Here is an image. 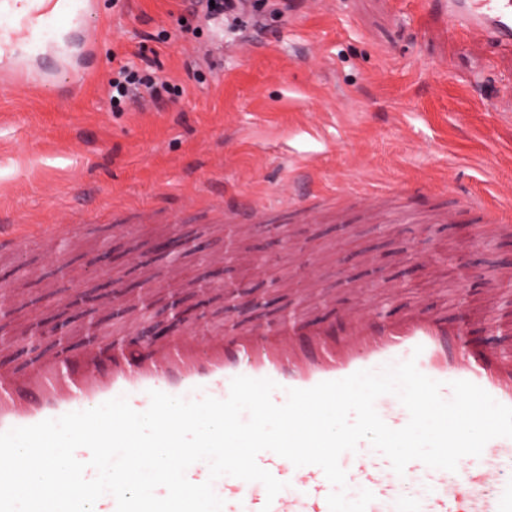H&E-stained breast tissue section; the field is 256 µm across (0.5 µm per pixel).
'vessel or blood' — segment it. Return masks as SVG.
Here are the masks:
<instances>
[{
	"mask_svg": "<svg viewBox=\"0 0 512 512\" xmlns=\"http://www.w3.org/2000/svg\"><path fill=\"white\" fill-rule=\"evenodd\" d=\"M450 23L473 41L486 43L497 54H512V0H432ZM94 11L93 0H0V62L8 71L0 81L9 87H39L23 66L26 57L60 49L72 33L85 31ZM481 211L478 239L511 236L512 225ZM268 208L252 203L244 209L216 207L209 212V227L220 234L231 230L247 241L254 229L268 223ZM73 224L49 226L0 225V257H19L29 244L56 258L59 235L74 234ZM305 305L283 326L241 323L231 330L200 328L185 322L174 336L143 343L141 319L129 316L116 327L115 337H102L94 346H79L39 356L23 371L0 367V432L56 419L119 397H126L139 412L150 405L156 390L197 400L226 399L233 378H267L277 385L276 404L287 399L290 388L308 389L320 382L339 380L360 370L379 371L407 360L418 370L442 382L441 395L451 399L450 382H472L501 404L512 406V353L491 341L463 340L462 331L447 311L413 307L379 317L357 303L319 313L327 297L308 286ZM382 420L399 429L409 413L391 394L375 403ZM512 449V438L489 441L481 457L462 458L456 471L431 469L410 462L396 474L389 460L368 442L343 453L339 463L347 474V492L373 493L367 512H512V479L488 468L486 458ZM258 464L286 487L268 498L261 483L235 477L213 481L223 499V512H329L326 501L333 487L314 465L294 467L264 451Z\"/></svg>",
	"mask_w": 512,
	"mask_h": 512,
	"instance_id": "obj_1",
	"label": "vessel or blood"
}]
</instances>
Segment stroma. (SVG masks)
<instances>
[{
	"label": "stroma",
	"instance_id": "obj_1",
	"mask_svg": "<svg viewBox=\"0 0 512 512\" xmlns=\"http://www.w3.org/2000/svg\"><path fill=\"white\" fill-rule=\"evenodd\" d=\"M265 0L267 30L251 15L193 16L186 0H99L94 75L72 97L14 90L0 103V221L53 224L66 218L80 237L57 242L62 263L36 246L24 259L38 274L18 277L17 300L6 303L15 334L0 340V363L23 366L21 332L37 319H70V339H83L62 276L97 287L94 259L108 244L113 276L139 281L128 259L129 238L113 225L133 223L147 204L180 206V229L200 234L202 254H184V276L212 269L224 240L208 234L206 202L275 208L285 196L303 204L313 189L342 193V220L291 223L301 262L282 257L278 284L255 275L264 230L237 257L238 299L250 303L268 289L273 306L294 311L310 264L322 265L325 292L354 301L351 283L372 266L397 278L398 297L369 289L379 311L424 303L480 317L495 309L512 320V291L496 301L483 276L512 264V237L474 245L477 211L465 202L512 200V56L491 55L429 8L426 0H302L294 12ZM157 60L158 75L179 95L134 112L113 111L108 81L120 66ZM193 63L200 80L187 77ZM398 190L384 220L369 217V193ZM425 207L461 205L456 224H431L407 211L403 195ZM345 232H337V224ZM430 237V254L449 252L453 265L411 256ZM348 284L336 281L342 257Z\"/></svg>",
	"mask_w": 512,
	"mask_h": 512
}]
</instances>
